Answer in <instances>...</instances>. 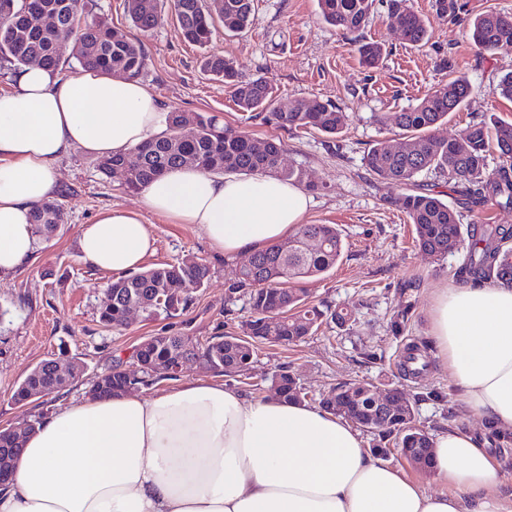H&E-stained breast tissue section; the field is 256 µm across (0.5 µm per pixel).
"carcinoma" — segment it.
Instances as JSON below:
<instances>
[{"label":"carcinoma","instance_id":"obj_1","mask_svg":"<svg viewBox=\"0 0 512 512\" xmlns=\"http://www.w3.org/2000/svg\"><path fill=\"white\" fill-rule=\"evenodd\" d=\"M163 0L143 10L127 7L133 24L144 32L157 28L164 19ZM374 0H318L323 20L346 32H358L369 20ZM184 39L193 45L206 46L212 35L214 18L206 0H170ZM388 14L399 25L404 39L413 46L424 44L429 35L427 22L407 6V0H386ZM254 0H224V11L218 13L224 31L242 33L252 21ZM56 17L51 28L39 24L36 16ZM471 39L485 51L503 42H512V16L489 13L476 17L471 25ZM74 42V58L80 70H104L127 78L138 77L146 64L141 45L114 33L101 13L88 9V0H0V65L15 68L39 63L51 71L63 70L59 54L62 41ZM362 64L374 67L383 55L382 46L363 41L358 46ZM204 70L222 78L234 102L246 113L258 112L264 119L287 130L315 129L335 137L347 127L348 116L338 107L316 100H296L287 107L280 102L261 78L244 79L233 61L220 55L204 57ZM472 93V85L463 76L427 93L415 105L402 112H389L380 122L404 132L406 143L390 150L379 142L368 148L364 157L368 170L391 188L401 190L394 202L408 215L415 226L416 244L429 255H445L462 247L465 260L456 274L462 279L498 280L512 283V226L504 224H472L462 228L459 214L447 203L426 192L412 190L416 177L423 171L448 176L461 189L466 205L480 207L490 200L505 207L512 206V123L494 124L495 148L505 163L494 172H487L486 157L489 130L484 122L465 127L450 139H440L432 129L459 111ZM183 114L168 113L164 134L141 143L128 152L102 158L98 168L111 173L125 172V185L131 190L163 174L168 169L191 165L206 174H268L282 181L300 184L304 171L300 166L282 162L283 147L275 141L259 146L244 131L224 125L213 113H196L193 128L182 130ZM32 224L41 238L52 237L65 222L62 204L46 201L33 207ZM315 238L318 245L309 249L305 241ZM343 252V240L332 224H302L288 238V247L278 244L253 253L256 260L251 270L240 269L229 285L232 294L246 297L249 315L241 320V334L233 337L216 335L198 344L185 336L157 335L147 337L146 352L155 365L173 363L186 353L209 362L206 370L226 376H243L255 356V342L286 346L312 334L323 321L330 319L340 325L349 314L308 304L293 285L326 273L336 265ZM210 269L191 256L174 264L153 267L112 280L107 292L112 307L99 313L103 325L121 329L126 326L125 307L145 302V313L151 318L174 317L186 310L193 294L203 288ZM53 359L41 361L43 369L28 373L16 386L13 398L26 392L48 394L69 386L51 377L45 366ZM429 361L418 345L404 352L401 368L415 376L427 370ZM139 379L129 383L122 364L114 362L94 385L93 396L137 392L151 387L162 373L152 370L138 372ZM274 394L285 400L306 402L309 392L288 370L272 373ZM377 387L364 380H355L333 387L319 395V404L343 416L373 435L369 451L381 457L398 453L421 469L428 467L432 452V436L415 425L418 403L434 400L432 391L407 395L406 403L397 404L384 414L377 413L370 399ZM42 417L25 420L15 429L26 434L36 429ZM13 429V430H15ZM13 430H0V454H17L10 442ZM482 439L496 449L504 463L512 461V433L486 424Z\"/></svg>","mask_w":512,"mask_h":512}]
</instances>
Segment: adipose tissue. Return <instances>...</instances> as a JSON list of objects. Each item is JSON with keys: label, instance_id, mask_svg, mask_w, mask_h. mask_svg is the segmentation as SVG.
I'll use <instances>...</instances> for the list:
<instances>
[{"label": "adipose tissue", "instance_id": "1", "mask_svg": "<svg viewBox=\"0 0 512 512\" xmlns=\"http://www.w3.org/2000/svg\"><path fill=\"white\" fill-rule=\"evenodd\" d=\"M166 125L137 80L23 68L0 94V276L36 252L32 208L52 197L63 155H118ZM141 196L229 256L288 239L310 203L301 186L271 176L216 178L193 167L168 171ZM154 244L140 214L120 206L78 236L80 259L111 273L139 270ZM430 318L466 409L512 429V286L445 289ZM500 469L470 432H438L428 470L454 491L430 493L371 454L342 417L187 378L151 397L90 398L43 420L0 486V512H512V493L496 490Z\"/></svg>", "mask_w": 512, "mask_h": 512}]
</instances>
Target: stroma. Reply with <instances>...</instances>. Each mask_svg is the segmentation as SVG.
Returning a JSON list of instances; mask_svg holds the SVG:
<instances>
[{
	"instance_id": "1",
	"label": "stroma",
	"mask_w": 512,
	"mask_h": 512,
	"mask_svg": "<svg viewBox=\"0 0 512 512\" xmlns=\"http://www.w3.org/2000/svg\"><path fill=\"white\" fill-rule=\"evenodd\" d=\"M453 2L454 12L442 17L436 13L435 0H408L430 24V41L421 48L404 40L383 0H376L368 23L356 34L326 24L318 0H256L247 33L236 35L215 25L203 49L184 41L174 16H165L160 26L144 32L133 26L126 0H94L95 10L104 13L116 31L141 43L146 67L140 81L166 111L212 112L256 142L282 141L284 162L302 166L307 181L316 186L304 223L333 224L341 233L344 249L335 267L304 281L302 288L308 302L347 310L350 321L343 327L324 323L292 346L257 345L249 374L228 380L246 397H269V376L284 364L313 396L354 379L373 382L382 392H438V399L420 403L417 426L434 433L452 422L483 433L485 420L464 411L430 326L435 295L459 284L455 270L464 252L435 257L420 251L414 244L413 224L391 204V189L364 161L375 142L394 148L404 139L401 130L378 123V116L417 104L452 73L465 76L474 91L459 112L435 128V136H457L472 122H512V101L495 93L500 78L512 71V42L484 52L469 38V24L476 16L512 14V0ZM360 39L384 47L377 67L361 64L356 50ZM209 52L233 61L245 77H262L281 104L314 99L336 105L349 115L347 128L329 138L314 130L286 131L259 118H246L223 81L204 72L202 60ZM446 61L451 64L447 70L442 67ZM58 174L54 197L64 207V224L53 237L41 240L32 263L0 277V430L33 414L51 416L89 398L98 376L115 360L131 362L146 337L170 333L202 343L217 333H238L244 315V300L227 292L244 255L226 256L209 245L196 225L175 224L145 209L139 192L125 187L122 174H102L96 158L80 149L63 156ZM416 182L459 208L461 224L512 225V206L491 201L473 211L463 209L458 189L447 177L424 172ZM112 206L139 211L150 226L156 251L147 258V266L173 264L191 255L209 267L208 283L186 312L157 320L138 314L119 331L100 323L112 276L79 261L77 237L82 225ZM403 287L411 309L406 328L395 336L389 322L401 307ZM414 343L425 351L429 368L420 377L405 378L399 371L400 358ZM62 353L82 363L78 381L28 404H14L12 391L26 373ZM452 411L457 414L453 421L448 418Z\"/></svg>"
}]
</instances>
